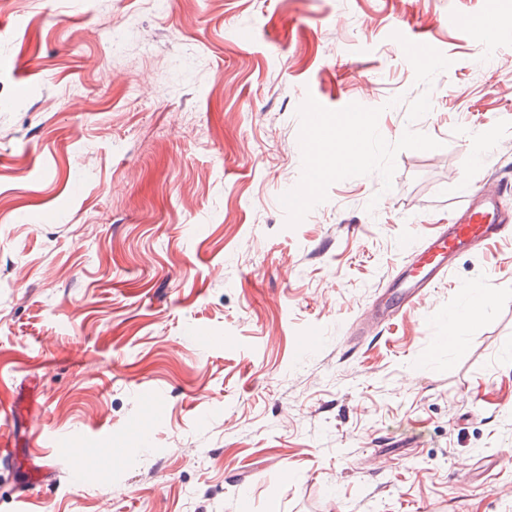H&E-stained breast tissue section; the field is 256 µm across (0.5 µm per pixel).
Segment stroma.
Listing matches in <instances>:
<instances>
[{"instance_id": "1", "label": "stroma", "mask_w": 512, "mask_h": 512, "mask_svg": "<svg viewBox=\"0 0 512 512\" xmlns=\"http://www.w3.org/2000/svg\"><path fill=\"white\" fill-rule=\"evenodd\" d=\"M312 107L361 161L292 213ZM507 180L512 0H0V401L97 459L52 512H512V238L386 307Z\"/></svg>"}]
</instances>
